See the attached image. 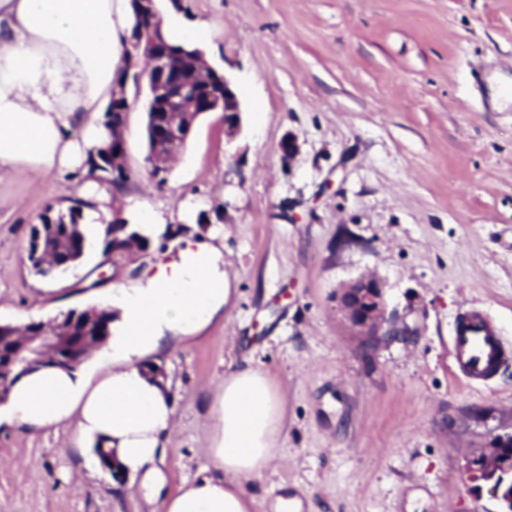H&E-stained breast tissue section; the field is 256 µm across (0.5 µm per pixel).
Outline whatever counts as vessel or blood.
Returning a JSON list of instances; mask_svg holds the SVG:
<instances>
[{
	"label": "vessel or blood",
	"mask_w": 512,
	"mask_h": 512,
	"mask_svg": "<svg viewBox=\"0 0 512 512\" xmlns=\"http://www.w3.org/2000/svg\"><path fill=\"white\" fill-rule=\"evenodd\" d=\"M448 350L458 376L467 383L478 384L503 368L512 353V343L499 334L485 314L471 310L456 320Z\"/></svg>",
	"instance_id": "vessel-or-blood-1"
}]
</instances>
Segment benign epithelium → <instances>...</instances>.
I'll use <instances>...</instances> for the list:
<instances>
[{
	"instance_id": "benign-epithelium-1",
	"label": "benign epithelium",
	"mask_w": 512,
	"mask_h": 512,
	"mask_svg": "<svg viewBox=\"0 0 512 512\" xmlns=\"http://www.w3.org/2000/svg\"><path fill=\"white\" fill-rule=\"evenodd\" d=\"M159 0H131L134 25L126 51L123 68L118 78V89L112 93V110L123 108L128 112L132 102L127 94L128 83L135 89L147 84L148 109L158 106L175 121L185 117L179 126L162 124L155 126L154 139L159 141L169 132L181 139H188L194 122L204 112L224 113V129L237 130L241 125V110L238 96L229 79H224V94L210 97L203 102L200 90L216 75L198 49L173 50L164 37L162 18L158 9ZM384 284L372 276L361 277L343 287L338 294V303L351 325L358 330L360 349L364 353L375 350L380 344L398 336L408 334V328L400 326L396 318L386 315L383 298ZM73 324H52V331L33 332L21 342L20 350L32 367L50 361V356L60 343L71 338ZM512 446V436L499 441L490 451L472 459L468 464L470 478L490 487L500 504L502 512H509L512 495L503 490L499 478L512 468V454L506 449Z\"/></svg>"
}]
</instances>
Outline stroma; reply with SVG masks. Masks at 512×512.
Instances as JSON below:
<instances>
[{"label": "stroma", "instance_id": "1", "mask_svg": "<svg viewBox=\"0 0 512 512\" xmlns=\"http://www.w3.org/2000/svg\"><path fill=\"white\" fill-rule=\"evenodd\" d=\"M202 30L207 63L235 85L224 115L195 121L163 186L149 179L144 100L127 114L130 223L150 204L167 230L224 242L231 295L222 316L151 357L170 379L178 422L169 489L207 465L206 414L229 366L269 373L285 397V436L254 512L299 498L313 512H500L467 471L512 435V367L465 385L448 341L456 319L486 313L512 341V0H160ZM294 140L293 152L284 144ZM54 173L0 181V323L111 308L169 243L36 274L28 259L48 205L74 195ZM364 275L412 336L366 354L336 296ZM74 429L0 425V512H154L138 481L90 471Z\"/></svg>", "mask_w": 512, "mask_h": 512}]
</instances>
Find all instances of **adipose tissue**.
<instances>
[{
  "label": "adipose tissue",
  "mask_w": 512,
  "mask_h": 512,
  "mask_svg": "<svg viewBox=\"0 0 512 512\" xmlns=\"http://www.w3.org/2000/svg\"><path fill=\"white\" fill-rule=\"evenodd\" d=\"M130 0H0V180L56 172L95 187L87 158L108 136L111 101L132 31ZM81 139H74L73 128ZM177 257L140 287L114 288L112 338L102 372L44 367L21 377L0 404L28 432L75 425L85 447L114 451L156 512H252L246 482L276 457L284 395L269 374L242 365L224 374L210 406L204 476L165 492L164 448L177 420L170 382L149 356L188 340L229 301L219 244L173 238Z\"/></svg>",
  "instance_id": "1"
}]
</instances>
